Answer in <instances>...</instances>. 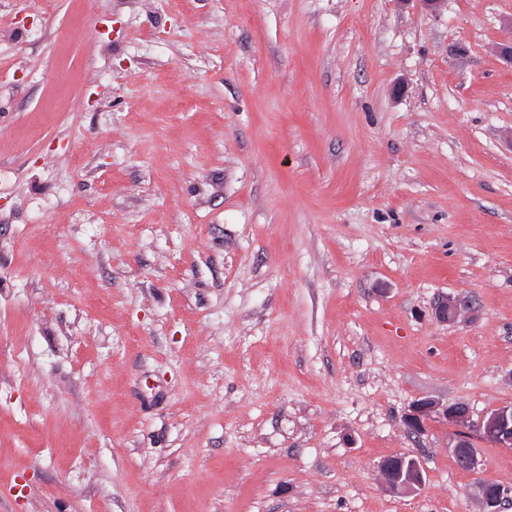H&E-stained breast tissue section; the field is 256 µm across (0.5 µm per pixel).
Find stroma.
<instances>
[{
    "label": "stroma",
    "mask_w": 512,
    "mask_h": 512,
    "mask_svg": "<svg viewBox=\"0 0 512 512\" xmlns=\"http://www.w3.org/2000/svg\"><path fill=\"white\" fill-rule=\"evenodd\" d=\"M511 46L512 0H0V512L512 486L403 423L512 405ZM470 311L469 302L460 297L441 299L435 307V316L441 322L451 323L465 317ZM437 404L430 399L418 400L414 403L404 418L405 425L414 432L422 430L423 421L437 409ZM409 463L406 470L402 465L394 468L386 461L381 463L380 472L389 490L413 491L422 485L424 476L421 463L414 458H410Z\"/></svg>",
    "instance_id": "1"
}]
</instances>
